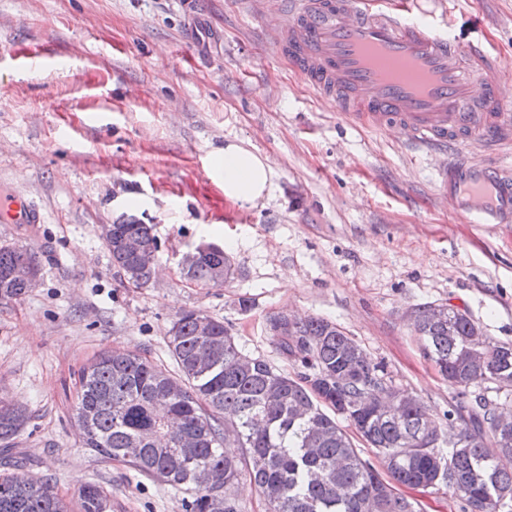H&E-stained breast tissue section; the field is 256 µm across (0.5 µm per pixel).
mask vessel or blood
Here are the masks:
<instances>
[{
    "mask_svg": "<svg viewBox=\"0 0 512 512\" xmlns=\"http://www.w3.org/2000/svg\"><path fill=\"white\" fill-rule=\"evenodd\" d=\"M261 22L272 52L344 119L401 128L444 154L435 192L468 223L512 219V178L469 154L512 144V113L499 92L512 72L497 55L452 37L424 0L401 12L374 0H277ZM36 221L25 198L0 207V222Z\"/></svg>",
    "mask_w": 512,
    "mask_h": 512,
    "instance_id": "obj_1",
    "label": "vessel or blood"
}]
</instances>
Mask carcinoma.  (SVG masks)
Listing matches in <instances>:
<instances>
[{"mask_svg": "<svg viewBox=\"0 0 512 512\" xmlns=\"http://www.w3.org/2000/svg\"><path fill=\"white\" fill-rule=\"evenodd\" d=\"M127 235L141 239L140 255L120 248ZM107 247L114 266L138 270V285L151 280L150 260L158 251L151 225L119 216ZM35 263L36 257L20 248H0V300L25 294V283L14 272ZM219 264L229 281L234 268L223 252L200 257L185 277L209 285ZM203 316L197 311L176 314L168 337L172 371L117 350L100 353L83 369L75 419L96 458L122 461L186 491V512H215L220 494L223 512H247L233 494L243 478L255 486L264 512H416L415 502L399 493L402 486L449 494L462 503V512H503L500 500L512 502V447H501L495 422L499 397L482 388L473 391L467 383L479 325L466 314L452 308L438 317L426 304L416 309L413 323L438 372L460 388L446 424L420 400L402 398L381 364L366 360L360 344L317 316L299 322L296 335L276 339L280 351L306 369L296 378L242 352L224 322L211 316L213 337L224 350L197 368L207 346L199 333ZM478 338L486 383L495 385L497 394L512 392V344ZM172 384L179 386V394L168 399L166 388ZM360 398L369 406L359 415L345 411V405ZM338 416L376 449L387 477L359 456ZM27 419L19 406L0 407V442L17 438ZM157 427L169 435L164 447L145 440ZM183 436L193 437L196 447H178ZM195 464L211 473L212 484L195 481ZM108 504L97 484L78 490V512H103ZM0 512L71 510L50 481L13 472L0 476Z\"/></svg>", "mask_w": 512, "mask_h": 512, "instance_id": "carcinoma-1", "label": "carcinoma"}]
</instances>
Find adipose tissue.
I'll return each instance as SVG.
<instances>
[{
	"instance_id": "ef3b65f1",
	"label": "adipose tissue",
	"mask_w": 512,
	"mask_h": 512,
	"mask_svg": "<svg viewBox=\"0 0 512 512\" xmlns=\"http://www.w3.org/2000/svg\"><path fill=\"white\" fill-rule=\"evenodd\" d=\"M211 176L221 186L225 199L257 204L272 195L276 172L267 155L229 139L210 160Z\"/></svg>"
}]
</instances>
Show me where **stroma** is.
I'll list each match as a JSON object with an SVG mask.
<instances>
[{
    "mask_svg": "<svg viewBox=\"0 0 512 512\" xmlns=\"http://www.w3.org/2000/svg\"><path fill=\"white\" fill-rule=\"evenodd\" d=\"M181 2L0 0V204L19 195L39 216L0 223V246L41 269L37 288L0 300V399L29 415L7 457L69 501L100 485L112 512H184V494L84 448L80 373L112 349L172 366L178 312L223 321L244 353L293 377L302 367L276 349L269 317L326 318L438 418L458 390L424 355L415 309L451 304L512 343V223H467L434 192L441 156L342 119L273 56L244 0H202L206 38L188 51ZM435 7L512 69V0ZM228 138L273 161L265 204L226 200L210 176ZM124 213L158 242L142 287L101 236ZM202 242L230 257L226 285L185 278Z\"/></svg>",
    "mask_w": 512,
    "mask_h": 512,
    "instance_id": "35a3bbf8",
    "label": "stroma"
}]
</instances>
